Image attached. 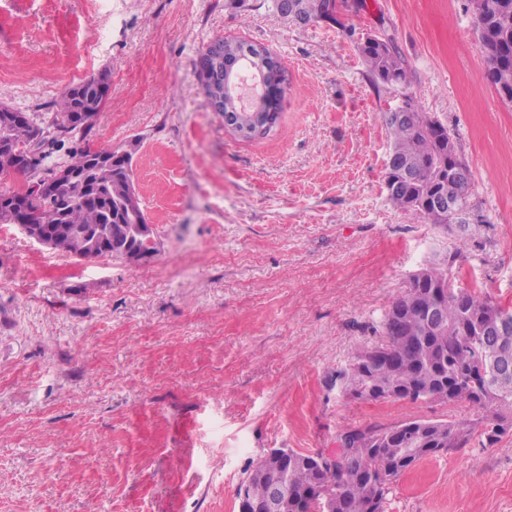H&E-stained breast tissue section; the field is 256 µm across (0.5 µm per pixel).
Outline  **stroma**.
<instances>
[{
	"label": "stroma",
	"mask_w": 512,
	"mask_h": 512,
	"mask_svg": "<svg viewBox=\"0 0 512 512\" xmlns=\"http://www.w3.org/2000/svg\"><path fill=\"white\" fill-rule=\"evenodd\" d=\"M346 25L288 23L271 0H0V104L52 119L107 74L88 135L132 155L157 251L79 260L0 235V512H238L273 448L335 447L347 426L476 417L477 406L327 389L425 261L512 305V104L486 77L468 0H362ZM392 38L407 90L455 134L486 223L414 220L385 187L359 37ZM218 38L288 73L262 140L224 130L196 61ZM387 512H512V431L426 458Z\"/></svg>",
	"instance_id": "stroma-1"
}]
</instances>
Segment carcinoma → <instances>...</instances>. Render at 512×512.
I'll return each instance as SVG.
<instances>
[{"instance_id":"carcinoma-1","label":"carcinoma","mask_w":512,"mask_h":512,"mask_svg":"<svg viewBox=\"0 0 512 512\" xmlns=\"http://www.w3.org/2000/svg\"><path fill=\"white\" fill-rule=\"evenodd\" d=\"M332 0H295L299 13L312 22L325 21L340 28L330 11ZM479 35V50L489 68L488 80L502 99L512 102V85L501 84V75L512 73V0H469ZM248 43L224 40V61L240 73L247 66L258 74V63L245 53ZM373 79L383 85L406 88L405 61L391 39L378 42L368 35L356 44ZM285 73L265 71L264 85L277 91L275 104L259 102L257 111L271 113V128L280 121V98ZM106 104L95 79L65 89L59 97V112L48 123L54 129L41 138L39 154L26 164L31 181H45L50 172L46 160L66 150L68 167L75 181L41 191L33 189L20 201L18 191H0V206L22 202L18 223L43 224L54 238V251L92 260L124 257L139 240L138 224L147 220L138 208V220L128 218L126 204L132 185L130 162L118 156L110 145L94 147L86 143L87 128H78L84 112H100ZM389 154L399 163L408 162L416 178L401 185L390 196L404 212L439 227L452 228L448 215L434 212L424 200L443 188L457 164L462 162L454 134L436 118L422 115L419 123L388 125ZM45 132L32 119L0 120V149L30 142L33 132ZM459 256L448 264L434 258L425 263L423 279L412 275L405 292L384 314L380 330L385 340L361 346L351 363L326 380L328 389L347 395L357 382L364 389L355 398L366 401H407L418 404L429 400L453 405H477L484 415L477 419L450 418L425 420L412 418L383 426H348L341 430L342 452L336 461L325 451L299 452L288 449L298 461L280 471L278 462H267L266 475L249 476L237 485L236 493L260 500L267 495L269 481L278 476L287 497V512H386L389 496L397 481L420 460L442 451L465 447L474 430L483 422L482 432L492 445L512 424V373L504 376L497 368L500 347L494 336L482 335L491 320L512 310L493 300L474 283L456 285L451 271ZM443 303V325L438 330L426 323L427 311ZM393 384L388 395L377 392L384 382Z\"/></svg>"}]
</instances>
